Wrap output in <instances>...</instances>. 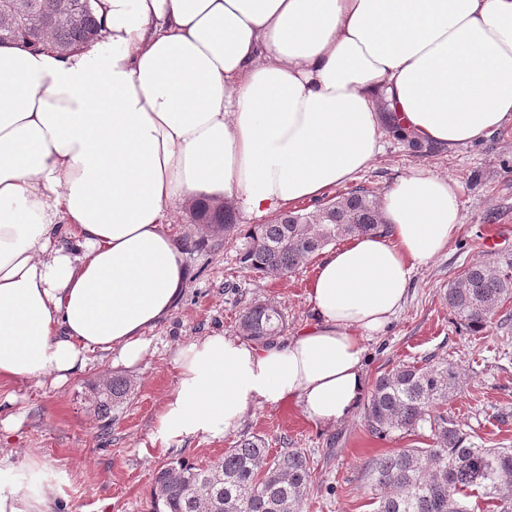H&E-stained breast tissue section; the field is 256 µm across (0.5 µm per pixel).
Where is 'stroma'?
I'll return each mask as SVG.
<instances>
[{
    "mask_svg": "<svg viewBox=\"0 0 512 512\" xmlns=\"http://www.w3.org/2000/svg\"><path fill=\"white\" fill-rule=\"evenodd\" d=\"M417 167L456 180L463 222L447 250L415 272L402 311L368 341L366 378L431 356L452 361L462 383L448 401L449 417L475 444L512 447V328L495 322L470 335L454 322L444 299L452 279L485 255L486 235L494 236L496 252L512 253V125L456 150L388 134L373 164L352 185L332 193L354 186L379 196ZM169 229L187 245L190 280L174 313L149 331L152 344L143 362L128 371L134 389L127 403L111 421L98 416L96 390L114 374L110 358L98 352L91 354L87 371L61 387L1 380L0 422L13 415L19 423L0 425V454H12L21 469L39 461L57 512H149L154 476L164 464L184 458L204 465L237 440L259 435L271 452L299 448L308 454L312 479L304 512H372L364 462L397 448H423L428 441L396 433L374 437L358 410L336 428L321 429L288 400L250 410L240 429L224 439L150 449L155 411L174 384L177 345L216 332L235 334L239 313L267 298L278 302L289 332H296L310 317L307 288L315 271L310 260L283 277L247 272L239 263L243 238L213 236L208 247L199 248L185 207L173 212Z\"/></svg>",
    "mask_w": 512,
    "mask_h": 512,
    "instance_id": "35a3bbf8",
    "label": "stroma"
}]
</instances>
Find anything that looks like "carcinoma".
<instances>
[{
	"mask_svg": "<svg viewBox=\"0 0 512 512\" xmlns=\"http://www.w3.org/2000/svg\"><path fill=\"white\" fill-rule=\"evenodd\" d=\"M0 43L37 48L45 38L58 49L97 39L101 23L90 0H0ZM191 219L204 236L240 234L236 212L204 201ZM379 201L362 188L338 195L309 212L285 211L243 234V269L286 276L326 247L355 235L383 230ZM455 320L476 336L500 308L512 302V254L471 262L445 291ZM287 329L286 316L269 300L240 315L238 331L269 343ZM462 382L452 363H402L378 375L364 404V423L376 437L392 433L428 436L427 448H400L364 463L375 512H475L471 498L491 512H512V448L476 447L448 417V398ZM131 381L115 376L97 392L103 419L126 402ZM311 478L299 449L269 456L259 436L240 439L216 461L200 465L175 459L159 469L151 489L152 512H301Z\"/></svg>",
	"mask_w": 512,
	"mask_h": 512,
	"instance_id": "1",
	"label": "carcinoma"
}]
</instances>
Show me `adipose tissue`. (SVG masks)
<instances>
[{
	"instance_id": "1",
	"label": "adipose tissue",
	"mask_w": 512,
	"mask_h": 512,
	"mask_svg": "<svg viewBox=\"0 0 512 512\" xmlns=\"http://www.w3.org/2000/svg\"><path fill=\"white\" fill-rule=\"evenodd\" d=\"M100 39L0 45V378L61 386L101 352L143 361L188 284L170 209L281 212L353 180L391 127L451 149L512 124V0H92ZM387 231L316 266L291 337L180 344L151 445L219 440L295 400L332 429L366 384V341L462 222L418 168L381 197ZM0 512H55L0 455Z\"/></svg>"
}]
</instances>
